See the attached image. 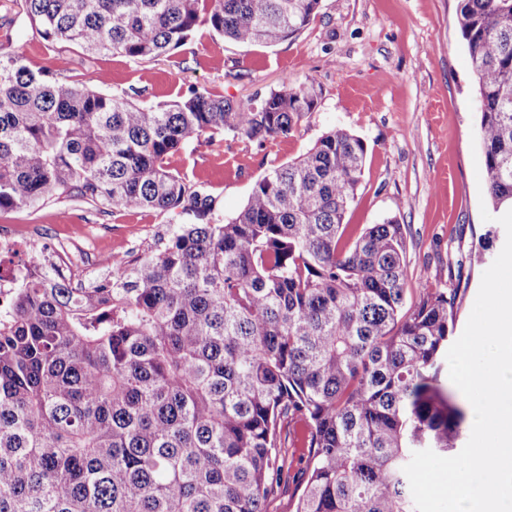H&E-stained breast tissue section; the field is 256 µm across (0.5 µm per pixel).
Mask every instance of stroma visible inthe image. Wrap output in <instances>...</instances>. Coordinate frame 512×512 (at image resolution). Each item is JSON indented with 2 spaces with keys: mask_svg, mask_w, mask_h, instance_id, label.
<instances>
[{
  "mask_svg": "<svg viewBox=\"0 0 512 512\" xmlns=\"http://www.w3.org/2000/svg\"><path fill=\"white\" fill-rule=\"evenodd\" d=\"M457 7L458 0H322L304 30L274 46L234 43L202 26L184 46L151 60L107 54L88 61L75 48L51 51L18 16L15 0H0V15L15 17L10 30L0 29V43L11 40L35 69L74 80L106 73V93L145 105L171 103L193 89L259 99L284 78L313 79L318 103L292 137L262 146L230 132L204 138L172 157V169L218 196L217 217L226 222L272 166L294 160L330 130L359 136L367 153L347 224L355 230L389 218L403 224L407 301L427 289L459 287L460 333L506 232L481 217L487 195L475 138L478 99ZM191 221L150 210L102 216L76 201L0 213V225L39 227L105 266L130 249L147 251ZM487 238L492 246L485 251Z\"/></svg>",
  "mask_w": 512,
  "mask_h": 512,
  "instance_id": "obj_1",
  "label": "stroma"
}]
</instances>
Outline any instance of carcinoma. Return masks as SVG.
<instances>
[{
  "instance_id": "carcinoma-1",
  "label": "carcinoma",
  "mask_w": 512,
  "mask_h": 512,
  "mask_svg": "<svg viewBox=\"0 0 512 512\" xmlns=\"http://www.w3.org/2000/svg\"><path fill=\"white\" fill-rule=\"evenodd\" d=\"M322 0H21L48 46L150 60L201 25L273 46ZM480 102L486 192L512 209V0H459ZM318 100L192 90L143 106L0 50V212L61 197L102 215L193 216L92 286L47 277L0 315V512H269L307 428L292 512H415L403 467L458 447L440 384L457 289L406 306L396 219L345 224L366 144L333 129L256 182L235 218L170 168L205 135L262 145Z\"/></svg>"
}]
</instances>
